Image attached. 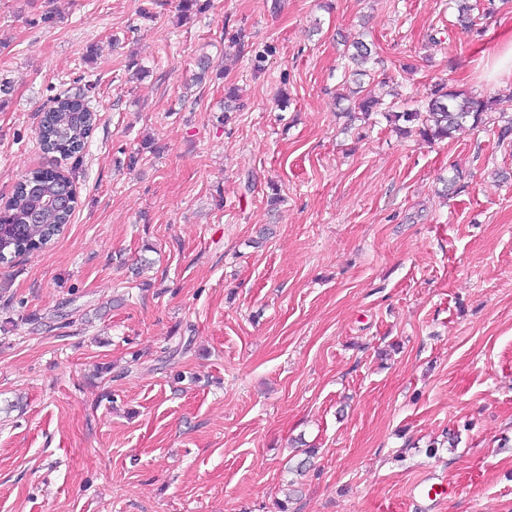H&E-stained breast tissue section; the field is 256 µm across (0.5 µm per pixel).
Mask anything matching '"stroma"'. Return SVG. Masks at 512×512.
I'll use <instances>...</instances> for the list:
<instances>
[{"mask_svg":"<svg viewBox=\"0 0 512 512\" xmlns=\"http://www.w3.org/2000/svg\"><path fill=\"white\" fill-rule=\"evenodd\" d=\"M454 15L0 0V198L52 163L78 193L0 265V512H278L302 443L288 512H512V142L431 144L336 99L360 39L409 103L445 79L511 116L512 72L483 69L512 8L479 36ZM81 78L98 121L57 163L41 110Z\"/></svg>","mask_w":512,"mask_h":512,"instance_id":"35a3bbf8","label":"stroma"}]
</instances>
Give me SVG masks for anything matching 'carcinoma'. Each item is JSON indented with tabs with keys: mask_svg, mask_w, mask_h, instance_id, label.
I'll use <instances>...</instances> for the list:
<instances>
[{
	"mask_svg": "<svg viewBox=\"0 0 512 512\" xmlns=\"http://www.w3.org/2000/svg\"><path fill=\"white\" fill-rule=\"evenodd\" d=\"M457 24L476 33L478 17L495 10L496 0H456ZM345 68L348 77L356 83L349 91V111L368 115L378 111L381 99L364 89L359 77L366 75L365 66L370 62L371 49L363 42L354 46L348 55ZM492 108V101L468 96L447 88L444 83L433 86L425 104L401 111L389 109L385 116L389 121L403 122L404 134L417 133L429 142L453 138L454 134L470 126L484 123V116ZM96 122L95 112L90 110L86 94L62 91L50 99L43 109L38 127V138L47 154H56L62 160L81 155ZM77 200L74 181L56 166L42 167L29 172L14 189L12 196L0 207V264H8L13 258L50 244L70 223Z\"/></svg>",
	"mask_w": 512,
	"mask_h": 512,
	"instance_id": "cac0c4a2",
	"label": "carcinoma"
}]
</instances>
